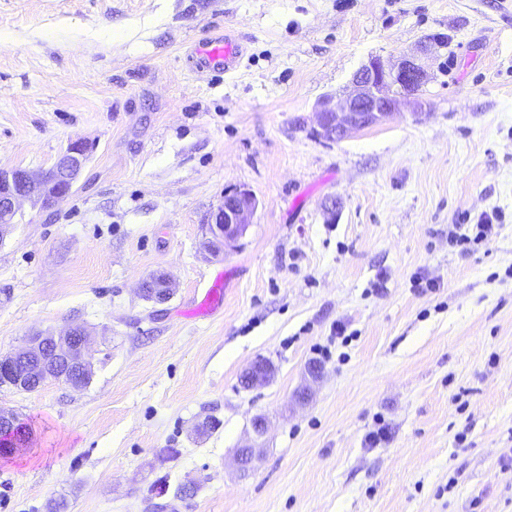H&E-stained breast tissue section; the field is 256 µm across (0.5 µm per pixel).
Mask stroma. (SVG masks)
I'll list each match as a JSON object with an SVG mask.
<instances>
[{"mask_svg":"<svg viewBox=\"0 0 512 512\" xmlns=\"http://www.w3.org/2000/svg\"><path fill=\"white\" fill-rule=\"evenodd\" d=\"M227 30L241 67L200 75L191 45ZM372 55L419 57L427 111L319 138ZM75 140L72 196L0 241V355L78 325L92 376L0 386L30 432L0 512H512V0H0V168ZM238 189L258 207L212 250ZM255 196L246 189L234 191L224 197V202L210 217V232L224 247L233 243L243 233L246 224L257 208ZM479 224H456V231L451 230L448 232V240L452 244L456 245H465L471 243V238L466 233H461L460 230L464 228V226H475L477 233L473 240L475 242L482 241L483 239H487L494 230V226L498 224H492L490 220L484 215L481 214L478 220ZM171 282L165 275L150 277L143 285L142 291L151 301L163 303L170 298ZM224 296L223 275H217L212 286L206 292L200 305L194 309L193 315L205 314L209 315L216 311ZM272 371L271 364L265 358H258L243 373L241 383L245 388H252L267 380Z\"/></svg>","mask_w":512,"mask_h":512,"instance_id":"stroma-1","label":"stroma"}]
</instances>
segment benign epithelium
<instances>
[{
    "mask_svg": "<svg viewBox=\"0 0 512 512\" xmlns=\"http://www.w3.org/2000/svg\"><path fill=\"white\" fill-rule=\"evenodd\" d=\"M426 80V71L413 57L405 56L394 62L380 56L370 57L354 73L353 90L340 103H334L329 95L320 100L317 135L329 142L343 139L383 122L405 105L412 106L414 114H422L427 110V103L419 97V91ZM90 152L91 146L86 142L73 141L56 163L38 176L14 168H0V240L14 224L22 201L29 200L47 210L69 197ZM256 208L255 196L246 189L225 196L210 217L211 234L226 246L235 242ZM142 291L148 299L163 303L170 298L171 282L164 275L152 276ZM86 348L87 336L79 327L58 336H33L26 347L0 356V385L26 392L49 380L83 387L92 376L91 364L85 359ZM271 371L269 361L259 358L243 373L241 383L252 388L266 381ZM18 423L17 415L0 410V454H13L22 449V445L7 439Z\"/></svg>",
    "mask_w": 512,
    "mask_h": 512,
    "instance_id": "7a95c632",
    "label": "benign epithelium"
}]
</instances>
